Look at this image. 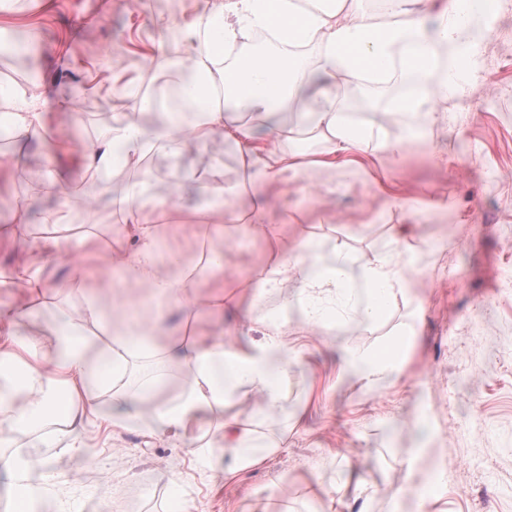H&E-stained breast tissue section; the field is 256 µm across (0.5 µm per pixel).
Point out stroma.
<instances>
[{
	"label": "stroma",
	"instance_id": "1",
	"mask_svg": "<svg viewBox=\"0 0 512 512\" xmlns=\"http://www.w3.org/2000/svg\"><path fill=\"white\" fill-rule=\"evenodd\" d=\"M205 0H16L0 13V34H41L32 51L0 54V84L37 89L45 112L40 138L0 139V227L10 226L17 199H26L30 222L18 242L0 246V272L18 265L52 284L70 277L68 253L36 245L44 215L58 201L43 187L45 158L69 145L89 144L112 123V89L141 91L162 71H148L154 22L172 12L191 13ZM497 29L483 48L484 82L469 98L439 113L434 136L444 153L433 161L416 143L380 169L385 190L345 168L318 175V191L273 187L278 200L270 220L295 242L313 236L322 248L346 240L358 254L385 248L402 212L389 194L418 211L416 254L431 264L414 280L407 297L377 324H347L336 340L296 326L285 341L296 358L290 370L288 409L298 425L269 421L268 435L281 447L256 467L224 480V460L206 469L174 441L139 431H112L87 424L81 448L70 454L57 443L53 426L36 422L19 428L0 458L34 453L53 477L44 486L39 512H170L182 494L196 512H512V0L496 10ZM80 102L82 117L63 110L62 97ZM217 166L225 185L239 180L234 143L214 141L171 160L148 164L150 192L173 203L180 218L211 207L214 199L195 174ZM438 200L444 213L432 211ZM228 275L251 294L254 268L269 257L262 239L214 241ZM247 305L226 308L216 322L204 308L170 309L168 329L185 328V340L234 326ZM413 329L416 345L401 375L364 388L340 368L341 347L371 350L394 332ZM41 448L30 449L33 435ZM414 471L411 492L392 501L389 490ZM182 477L180 487L168 481ZM367 490H354L356 479ZM329 483L347 492L328 502Z\"/></svg>",
	"mask_w": 512,
	"mask_h": 512
}]
</instances>
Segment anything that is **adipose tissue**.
<instances>
[{"instance_id": "1", "label": "adipose tissue", "mask_w": 512, "mask_h": 512, "mask_svg": "<svg viewBox=\"0 0 512 512\" xmlns=\"http://www.w3.org/2000/svg\"><path fill=\"white\" fill-rule=\"evenodd\" d=\"M315 2L304 10L295 0H206L194 15L164 18L153 60L164 68L168 85L191 105L193 120L180 112L148 122L129 119L128 110L140 111L144 105L131 90L114 89L117 111L111 131L78 153L86 177L112 200L118 229L110 258L120 267L125 287L144 289L169 307L198 305L224 312V282L199 293L196 267L181 266L167 246L155 220L165 213L166 202L146 197L145 180L117 190L103 181L104 173L120 166L140 174L153 158L177 157L218 139L235 141L241 178L228 188L219 168L204 173L205 186L218 204L198 213L196 224L204 234L226 240H275L269 221L274 202L267 186L309 189L308 172L357 168L366 153L376 159L404 153L431 134L438 106L464 93V79L478 77L481 48L492 35L485 11L464 9L462 0H400L402 18L394 23L379 21L362 0ZM259 29L274 33V51L233 56L235 46ZM308 45L315 50L311 60L299 52ZM444 46L454 49L445 78L436 68ZM398 66L424 76L415 92L388 105L389 113L408 116L409 125L388 137L373 108L365 113L361 129L350 127L341 110V88L371 92L372 73ZM42 108L39 95L26 97L0 87V110L8 112L17 137L39 134ZM255 121L271 122L268 138L253 137ZM308 135L318 141L319 150L299 149ZM250 189L256 196L248 211L231 204V197ZM410 236L409 226L400 225L387 249L364 257L342 242L328 252L312 242L277 243L273 258L254 272L251 308L265 330L260 342L249 340L244 325L232 339L220 327L211 336L189 342L175 338L162 346L155 341L162 329L158 314L136 326L117 316L111 334L86 333L83 323L97 324L104 317L99 292L79 291L82 274L97 255V244L89 237L78 242L73 276L65 288L66 294L83 296L78 322L46 336H20V326L44 300L48 283L25 268L0 278V445L11 442L19 427L41 419L60 425L64 448L72 451L86 418L95 416L117 430L134 428L179 442L207 466L214 454H222L228 478L257 465L263 452L277 448L261 440L260 426L288 416L284 386L291 353L285 337L293 322L333 336L351 322L383 321L407 295L413 277L428 273L424 267L407 273L399 263L409 251ZM271 297L281 301L273 316L262 310ZM411 345L410 333L400 332L369 352L345 350L342 367L370 388L398 374ZM170 355L186 370L184 393L173 404L156 394ZM133 368L141 379L130 386L125 379ZM106 386L112 389V403L104 410L98 393ZM243 390L257 397L246 422L224 414L231 395ZM0 472L11 479L12 512H33L47 479L45 461L20 454L1 460Z\"/></svg>"}]
</instances>
